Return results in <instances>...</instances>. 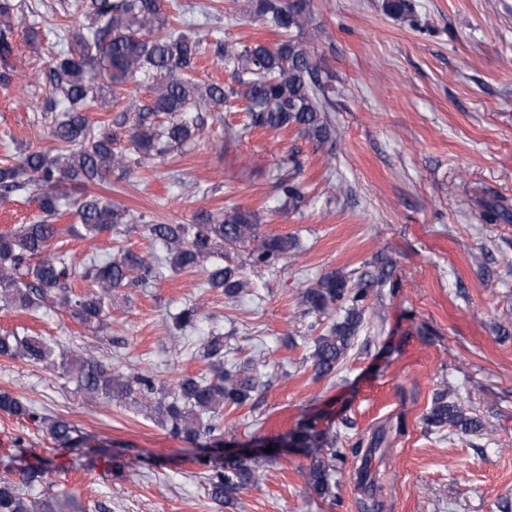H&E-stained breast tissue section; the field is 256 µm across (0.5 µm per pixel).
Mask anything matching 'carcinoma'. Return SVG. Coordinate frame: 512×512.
I'll use <instances>...</instances> for the list:
<instances>
[{
  "label": "carcinoma",
  "mask_w": 512,
  "mask_h": 512,
  "mask_svg": "<svg viewBox=\"0 0 512 512\" xmlns=\"http://www.w3.org/2000/svg\"><path fill=\"white\" fill-rule=\"evenodd\" d=\"M254 13L287 38L271 46L215 40L224 64L244 87L239 93L219 84H203L196 77L197 59L205 50L203 39L172 24L163 0H92L90 23L80 25L68 47L56 52L47 74L54 93L68 103L48 123L47 135L57 143V153L31 151L19 162L0 163V197L30 190L41 212L52 218L67 201L68 188L103 184L116 170L129 172L162 141L172 147L190 142L200 127L187 113L202 102L217 111L238 94L245 98L252 126L282 129L295 125L311 140H330L316 64L293 36L313 21L309 0H257ZM16 28L17 5L13 0H0V86L4 88L17 78L10 63ZM132 83L145 85L151 98L135 106L134 113H122L121 120L115 122L128 128L133 145L131 152L123 154L115 150L116 132L88 115L93 107L90 94L106 86L116 98ZM278 189L294 208L304 198L293 176L281 179ZM72 206L86 231L95 236L118 234L133 222L128 211L90 192L73 200ZM147 229L164 246V255L146 257L128 251L110 259L92 256L80 272L65 255L49 252L52 240L62 233L57 225L37 220L0 232V292L17 309L36 312L51 298L83 325L101 326L110 316L112 290L143 284L155 277L161 266L174 272L192 269L226 242L259 238L252 263L270 267L293 248L286 235L261 238L258 215L241 208L222 216L201 215L194 224H149ZM76 277L87 283L81 293L71 285ZM205 285L233 298L244 282L236 269L216 264L207 271ZM377 285L374 280H361L350 288L343 278L328 275L303 293L304 302L313 308H324L336 300L350 305L331 334L315 341L312 361L318 376L336 372L360 327L359 307ZM202 354L208 360L209 374L183 377L167 389L150 374L125 375L91 354L56 355L39 336L0 333V357L31 364L50 362L70 376L91 401H112L135 393L173 436L217 443L224 439V406L245 404L257 391L258 382L245 371L233 374L224 370L222 337H209ZM0 410L38 424L58 448L79 456L87 448V437L73 422L61 416H42L5 390L0 391ZM424 423L430 429L452 427L463 433L482 429L478 418L445 396L433 402ZM379 445L375 437L366 448H339L336 435L317 429L312 420L271 442L275 449L296 448L311 458L307 487L320 496L331 491L330 470L336 461L348 455L361 458L359 486L367 494L362 502L367 512L380 507L377 497L383 486L366 467ZM261 458V454L246 453L212 465L207 477L211 497L220 502L230 500L245 486L256 483L261 477ZM51 464L49 460L42 468L23 471L16 481L0 478V512H63L57 501L31 500L22 493L23 488L43 482Z\"/></svg>",
  "instance_id": "1"
}]
</instances>
